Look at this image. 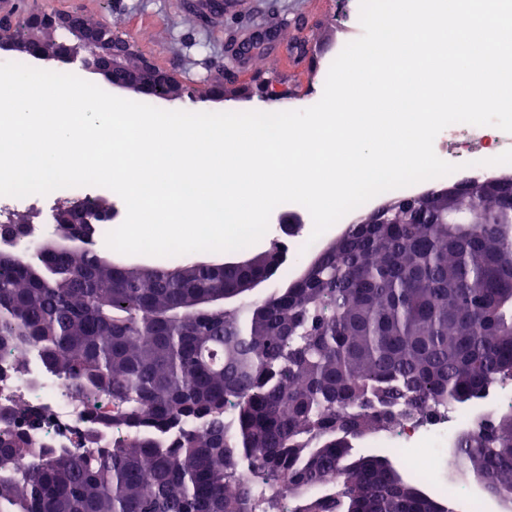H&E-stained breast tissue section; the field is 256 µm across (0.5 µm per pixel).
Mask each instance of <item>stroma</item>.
<instances>
[{
	"label": "stroma",
	"instance_id": "stroma-1",
	"mask_svg": "<svg viewBox=\"0 0 512 512\" xmlns=\"http://www.w3.org/2000/svg\"><path fill=\"white\" fill-rule=\"evenodd\" d=\"M50 5L80 9L97 21L132 34L141 51L160 67L175 71L184 85L204 89L210 72L224 62L225 46L233 33L263 25L276 17L285 25L284 34H298L296 20L309 26L313 51L301 63L288 58L285 45L273 57L244 65L241 81L254 75L275 76L294 95L293 105L305 109L316 104L328 70L348 42L357 39L355 25L340 24L336 0H241L220 15L197 13L176 0H19L17 12L26 16L32 9Z\"/></svg>",
	"mask_w": 512,
	"mask_h": 512
}]
</instances>
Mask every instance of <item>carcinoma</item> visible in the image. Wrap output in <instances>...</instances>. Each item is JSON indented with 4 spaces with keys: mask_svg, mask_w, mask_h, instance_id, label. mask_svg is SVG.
Returning <instances> with one entry per match:
<instances>
[{
    "mask_svg": "<svg viewBox=\"0 0 512 512\" xmlns=\"http://www.w3.org/2000/svg\"><path fill=\"white\" fill-rule=\"evenodd\" d=\"M265 30L231 38L224 65L247 62L238 42L272 48L279 27ZM3 37L61 40L23 23ZM389 204L392 223L349 225L288 293L217 314L194 300L261 266L143 276L81 250L0 267V348L27 344L68 377L91 426L54 454L42 414L1 405L0 512H453V486L431 494L397 449L355 443L512 381V175L479 209L436 190ZM450 455L512 488V407L457 432Z\"/></svg>",
    "mask_w": 512,
    "mask_h": 512,
    "instance_id": "obj_1",
    "label": "carcinoma"
}]
</instances>
